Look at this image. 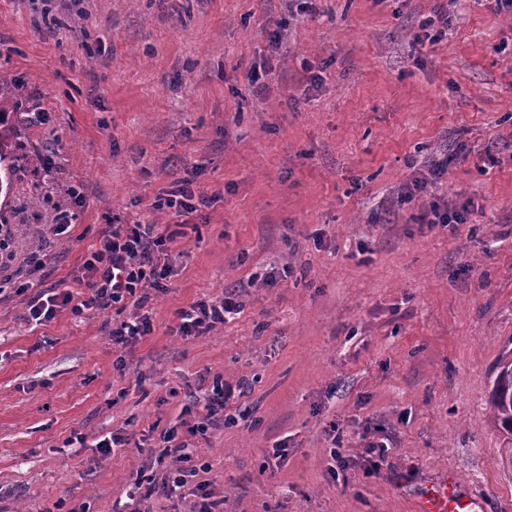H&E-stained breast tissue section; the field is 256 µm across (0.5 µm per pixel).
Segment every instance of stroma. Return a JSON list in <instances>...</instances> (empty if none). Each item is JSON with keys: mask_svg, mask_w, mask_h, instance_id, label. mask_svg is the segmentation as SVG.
I'll return each mask as SVG.
<instances>
[{"mask_svg": "<svg viewBox=\"0 0 512 512\" xmlns=\"http://www.w3.org/2000/svg\"><path fill=\"white\" fill-rule=\"evenodd\" d=\"M314 6L0 0V72L24 86L0 192V512H128L131 477L171 466L160 431L197 422L182 408L217 376L238 421L188 443L224 512H415L444 481L512 512L488 404L512 343V10ZM447 155L435 195L469 206L453 229L404 198ZM179 178L219 200L172 244L149 336L113 348L115 306L27 321L33 291L77 290L113 216L173 223L153 203ZM224 295L238 314L175 335L177 311ZM115 432L129 445L101 454Z\"/></svg>", "mask_w": 512, "mask_h": 512, "instance_id": "stroma-1", "label": "stroma"}]
</instances>
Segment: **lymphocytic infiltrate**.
I'll return each mask as SVG.
<instances>
[{"label":"lymphocytic infiltrate","instance_id":"1","mask_svg":"<svg viewBox=\"0 0 512 512\" xmlns=\"http://www.w3.org/2000/svg\"><path fill=\"white\" fill-rule=\"evenodd\" d=\"M175 232H161L158 225L138 220L113 217L103 230L98 247L82 265L77 283L84 290L82 300H75L72 291L48 292L36 295L28 304L27 318L36 324L54 319L59 306L70 307L73 314L104 311L118 304L133 303L136 312L128 320L113 327V344L124 347L152 333L149 318L141 309L149 291L166 292L172 275L170 245ZM237 303L228 297L196 302L179 313L177 331L182 336H201L223 322L225 316L236 313ZM163 453L173 467L163 480L160 490L169 492L190 488L193 500L188 512H224L223 500L207 493L206 482L200 481L199 471L191 466L192 448L180 440L176 430L165 431Z\"/></svg>","mask_w":512,"mask_h":512}]
</instances>
